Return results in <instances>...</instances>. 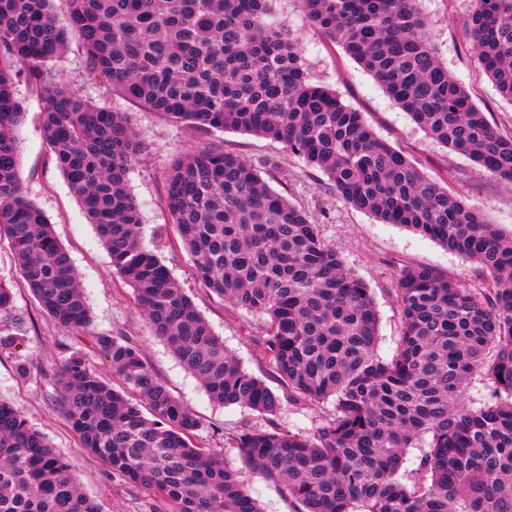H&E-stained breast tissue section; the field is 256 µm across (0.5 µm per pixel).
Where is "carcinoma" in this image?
<instances>
[{
  "label": "carcinoma",
  "instance_id": "1",
  "mask_svg": "<svg viewBox=\"0 0 512 512\" xmlns=\"http://www.w3.org/2000/svg\"><path fill=\"white\" fill-rule=\"evenodd\" d=\"M0 0V235L38 306L80 335L91 324L68 251L21 193L14 84L42 102L45 139L68 185L131 287L154 334L225 406L274 415L281 397L224 349L169 270L139 239L127 185L142 146L128 116L79 96L45 64L77 44L82 78L198 133L229 129L284 144L336 195L478 264L473 291L427 267L394 289L402 330L377 356L370 288L317 225L239 156L204 148L166 174V205L204 285L266 318L263 358L295 403L331 408L311 435L249 425L214 448L202 424L132 341L96 343L124 390L74 350L53 372L58 408L87 451L149 495V512H262L234 453L279 483L298 512H512V236L378 138L363 113L308 77L273 0ZM310 23L342 46L437 142L512 183L502 135L442 66L419 0H301ZM469 38L484 72L512 101V0H474ZM24 330L0 281V345ZM493 399L468 404L475 376ZM425 442L411 485L406 449ZM0 512H99L65 458L0 397Z\"/></svg>",
  "mask_w": 512,
  "mask_h": 512
}]
</instances>
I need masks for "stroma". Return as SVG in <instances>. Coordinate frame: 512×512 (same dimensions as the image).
<instances>
[{
	"mask_svg": "<svg viewBox=\"0 0 512 512\" xmlns=\"http://www.w3.org/2000/svg\"><path fill=\"white\" fill-rule=\"evenodd\" d=\"M472 6L473 0H422L420 4L441 62L487 118L510 135L512 104L502 99L484 74L467 34ZM273 9L275 20L287 22L297 34L313 82L335 91L346 105L363 113L379 138L403 151L430 178L464 196L503 234H512V184L431 139L369 72L312 26L300 0H275ZM46 69L51 73L69 70L77 94L128 115L143 146L128 174L139 208L142 243L167 266L240 365L274 392H281V384L258 345L265 334L264 317L234 307L205 288L171 223L165 176L187 151L221 148L244 158L271 189L318 225L323 238L340 251L346 267L372 291L379 318L376 353L381 358H391L398 343L401 318L394 288L402 269L430 266L463 287L476 290L483 286L476 263L409 228L379 223L370 214L350 207L329 188L320 171L280 142L231 130L198 135L184 123L146 111L108 87L85 83L73 47L48 62ZM14 92L26 109L18 132L21 192L44 212L68 250L90 308L91 325L87 333L76 336L44 314L15 269L8 241L1 239L0 281L12 285L14 306L26 320V332L16 344L0 347V396L12 401L68 460L83 491L96 500L99 512H149V497L120 478H105L102 464L81 447L54 401L50 375L72 350H82L92 368L103 378H111L112 368L95 343L98 335L122 337L139 345L153 373L199 417L203 434L214 447H223L225 435L246 424L268 428L276 423L295 433H312L320 410L310 404L285 401L276 416L266 417L246 407L213 402L164 342L153 335L133 289L113 271L94 225L56 164L44 138L39 98L23 80L15 83ZM228 461L240 470L263 512H296L279 484L266 480L236 456H229Z\"/></svg>",
	"mask_w": 512,
	"mask_h": 512,
	"instance_id": "obj_1",
	"label": "stroma"
}]
</instances>
